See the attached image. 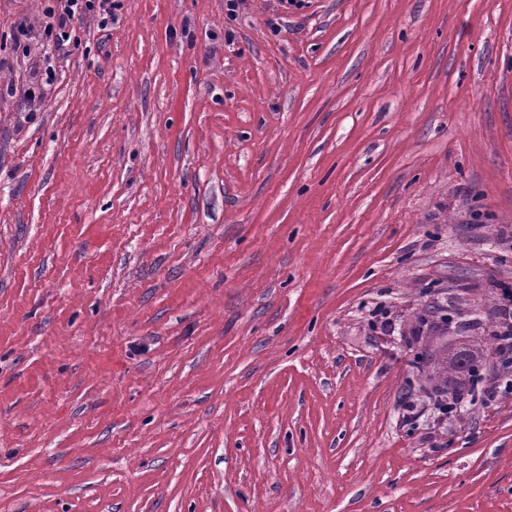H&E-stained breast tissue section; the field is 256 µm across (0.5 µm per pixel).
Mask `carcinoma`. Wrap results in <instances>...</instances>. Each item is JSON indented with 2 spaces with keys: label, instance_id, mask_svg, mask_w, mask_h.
I'll list each match as a JSON object with an SVG mask.
<instances>
[{
  "label": "carcinoma",
  "instance_id": "1",
  "mask_svg": "<svg viewBox=\"0 0 512 512\" xmlns=\"http://www.w3.org/2000/svg\"><path fill=\"white\" fill-rule=\"evenodd\" d=\"M499 341L500 337L493 334L483 347L462 343L449 352L443 351L430 367V377L452 391L457 385L467 383L470 385V393L476 394L478 384L483 381L481 371L488 359L493 357L502 367H512V355L507 358L502 356Z\"/></svg>",
  "mask_w": 512,
  "mask_h": 512
}]
</instances>
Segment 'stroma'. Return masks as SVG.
Segmentation results:
<instances>
[{"label": "stroma", "instance_id": "1", "mask_svg": "<svg viewBox=\"0 0 512 512\" xmlns=\"http://www.w3.org/2000/svg\"><path fill=\"white\" fill-rule=\"evenodd\" d=\"M224 2L0 0V512H512V0ZM44 14L42 37L57 49L65 46L71 38V25L88 12H97L101 22L108 24L112 20V0H52ZM502 336L491 335L490 341H487L486 346L483 347L462 343L449 352L447 347L434 365L428 369L430 378L436 379L452 391L458 384L468 383L471 395L476 398L478 384L483 381L481 371L489 358L495 357L503 368L512 367V355L504 358L501 353L499 341Z\"/></svg>", "mask_w": 512, "mask_h": 512}]
</instances>
